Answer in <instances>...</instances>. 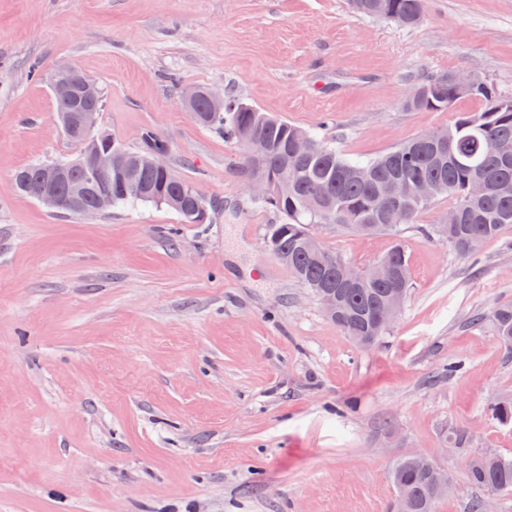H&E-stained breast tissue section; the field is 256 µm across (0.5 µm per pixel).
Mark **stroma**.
I'll use <instances>...</instances> for the list:
<instances>
[{"label":"stroma","mask_w":512,"mask_h":512,"mask_svg":"<svg viewBox=\"0 0 512 512\" xmlns=\"http://www.w3.org/2000/svg\"><path fill=\"white\" fill-rule=\"evenodd\" d=\"M63 64L100 85L102 131L167 142L217 203L207 223L150 203L82 218L16 191V169L79 152L56 118ZM459 70L512 97V0H425L412 27L348 0H0V512H393L392 469L416 453L454 483L436 512H470L467 463L512 457V424L486 411L512 393L492 322L512 303V224L470 257L437 232L447 198L397 235L314 225L358 267L397 242L408 256L401 313L360 346L267 250L281 217L241 145L182 101L217 88L374 158L482 110L406 109Z\"/></svg>","instance_id":"stroma-1"}]
</instances>
